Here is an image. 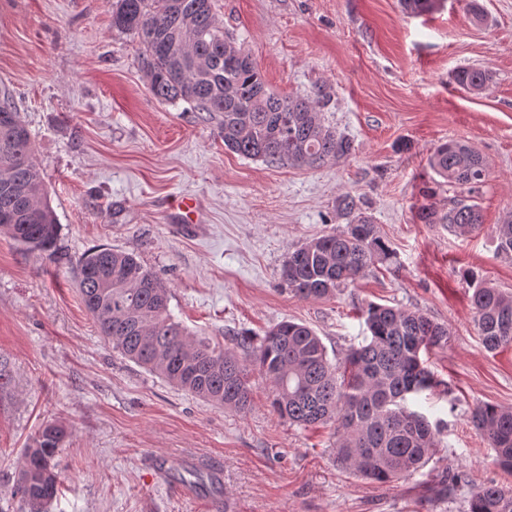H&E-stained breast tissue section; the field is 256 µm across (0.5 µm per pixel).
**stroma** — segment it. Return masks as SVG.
<instances>
[{
  "label": "stroma",
  "instance_id": "obj_1",
  "mask_svg": "<svg viewBox=\"0 0 512 512\" xmlns=\"http://www.w3.org/2000/svg\"><path fill=\"white\" fill-rule=\"evenodd\" d=\"M442 0L422 15L398 0H214L225 33L282 95L323 93L327 125L353 153L316 168L274 167L225 149L218 121L162 104L146 88L139 44L112 28V0H0V88L9 90L59 220L54 259L0 234V512H20L12 476L40 427L69 437L57 457L61 493L49 512H210L178 486L218 463L233 512H468L473 486L512 489V475L473 427L482 404L512 407V345L487 351L472 278L512 292V259L495 227L512 217V0ZM462 67L493 80L471 94ZM457 140L488 164L478 232L424 224L462 195L428 158ZM372 216L390 259L335 297L303 300L280 270L301 243L344 228L342 195ZM193 196L195 222L175 220ZM103 246L133 253L171 289L169 307L226 347L259 345L284 320L313 328L330 361L360 343L369 302L425 313L448 329L427 366L448 384L410 406L439 422L426 469L389 484L339 466L329 425L299 427L270 407L252 374V407L233 413L177 390L114 352L83 307L77 262ZM169 463L158 480L155 464ZM467 472L442 494L437 477Z\"/></svg>",
  "mask_w": 512,
  "mask_h": 512
}]
</instances>
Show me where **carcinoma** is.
Returning a JSON list of instances; mask_svg holds the SVG:
<instances>
[{
  "instance_id": "carcinoma-1",
  "label": "carcinoma",
  "mask_w": 512,
  "mask_h": 512,
  "mask_svg": "<svg viewBox=\"0 0 512 512\" xmlns=\"http://www.w3.org/2000/svg\"><path fill=\"white\" fill-rule=\"evenodd\" d=\"M439 0H400L410 14L433 11ZM112 28L139 42L147 89L160 103L184 102L219 117L225 149L276 167H317L348 157L353 142L325 125L320 100L280 96L268 88L257 64L219 27L213 0H112ZM454 82L480 94L488 71L464 68ZM29 131L8 92L0 95V233L27 251L53 252L58 220L32 158ZM430 168L467 195L448 212L423 205L424 224H446L469 234L480 229L481 208L472 194L487 164L459 141L434 148ZM337 211L345 228L303 242L286 259L281 279L304 300L322 299L355 284L390 258L370 215L347 194ZM498 250L512 259V221L496 226ZM471 305L485 349L512 344V293L472 279ZM78 291L101 336L125 358L173 386L226 410L245 413L251 372L273 384L271 407L304 427L333 424L336 458L373 482H394L423 468L437 447L439 425L408 401L440 385L422 354L448 344V329L429 316L397 306L368 303L362 317L368 336L336 365L309 326L282 321L260 345L243 340L235 351L203 333L190 332L169 310L170 287L130 252L96 248L79 259ZM471 422L512 473V407L482 404ZM67 432L48 422L23 450L11 493L26 512H45L57 498L55 458ZM469 512H512V490L487 483L474 489Z\"/></svg>"
}]
</instances>
